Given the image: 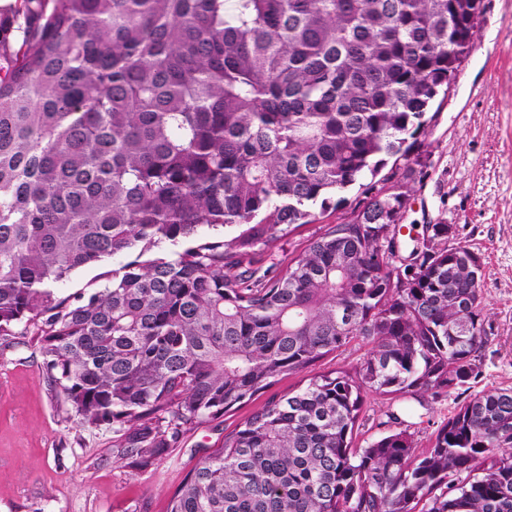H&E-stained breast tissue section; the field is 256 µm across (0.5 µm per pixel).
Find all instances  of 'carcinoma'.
Returning <instances> with one entry per match:
<instances>
[{
  "label": "carcinoma",
  "instance_id": "1",
  "mask_svg": "<svg viewBox=\"0 0 512 512\" xmlns=\"http://www.w3.org/2000/svg\"><path fill=\"white\" fill-rule=\"evenodd\" d=\"M483 0H11L0 6V333L41 322L43 368L116 461L145 472L180 433L311 374L224 435L167 512H512V387L480 391L416 448H359L369 393L446 397L487 342L482 265L427 225L396 265L401 192L288 264L258 251L316 220L424 132ZM234 237L53 285L138 245ZM157 251H141V245L126 252L114 255L97 264L80 268L70 276L54 285V292L59 298H69L71 301L82 293H90L103 288L107 279L112 274V269H118L122 265L139 259L150 258ZM369 348V346H361L360 348L356 346L351 350L349 349L345 351L338 357H336V353L329 355L317 363V365L314 367V372L328 371L336 368H350L363 357Z\"/></svg>",
  "mask_w": 512,
  "mask_h": 512
}]
</instances>
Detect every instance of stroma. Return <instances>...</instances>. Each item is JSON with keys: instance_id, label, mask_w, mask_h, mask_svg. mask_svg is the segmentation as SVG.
Here are the masks:
<instances>
[{"instance_id": "stroma-1", "label": "stroma", "mask_w": 512, "mask_h": 512, "mask_svg": "<svg viewBox=\"0 0 512 512\" xmlns=\"http://www.w3.org/2000/svg\"><path fill=\"white\" fill-rule=\"evenodd\" d=\"M474 47L448 96L435 98L424 134L411 140L416 173L403 210V225L449 224L448 243L477 253L483 264L488 342L481 351L473 391L512 386V0H484ZM405 162L388 158L364 187L345 191L338 208L295 228L265 250V263L286 265L309 240L362 205L367 189L402 180ZM146 252L133 248L80 268L54 286L73 299L103 288L113 269ZM34 323L14 325L0 336V512H167L169 499L200 458L222 447L224 436L263 406L256 399L223 417L181 434L167 458L140 474L116 463L110 427L78 424L48 382ZM464 400L418 403L367 395L371 424L358 445L386 435L397 416L417 447Z\"/></svg>"}]
</instances>
